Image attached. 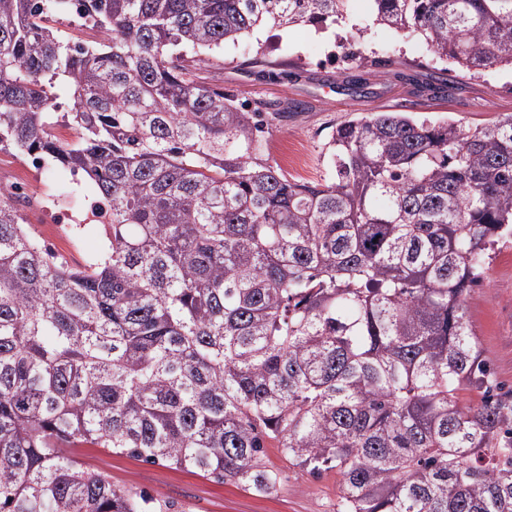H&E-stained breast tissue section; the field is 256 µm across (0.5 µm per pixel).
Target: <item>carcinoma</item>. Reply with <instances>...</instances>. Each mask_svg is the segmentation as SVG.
Masks as SVG:
<instances>
[{"mask_svg":"<svg viewBox=\"0 0 512 512\" xmlns=\"http://www.w3.org/2000/svg\"><path fill=\"white\" fill-rule=\"evenodd\" d=\"M350 2L0 0V147L84 172L111 217L105 254L71 266L0 190V512H172L61 452L83 446L258 494L274 448L336 473L337 512H512V391L466 316L512 239V115L350 119L328 178L300 182L259 158L288 104L248 110L189 63ZM372 2L465 76L512 67V0ZM55 22H51L61 34L72 41H86L92 38L93 34L90 30L82 27V22L76 15L57 16L53 18Z\"/></svg>","mask_w":512,"mask_h":512,"instance_id":"1","label":"carcinoma"}]
</instances>
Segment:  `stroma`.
<instances>
[{
	"label": "stroma",
	"mask_w": 512,
	"mask_h": 512,
	"mask_svg": "<svg viewBox=\"0 0 512 512\" xmlns=\"http://www.w3.org/2000/svg\"><path fill=\"white\" fill-rule=\"evenodd\" d=\"M355 20L368 27L363 43L374 63L329 60L328 51L349 38L350 28L322 33L310 25L275 28L264 25L238 43L206 55L199 74L223 86L239 103H296L288 117L270 120L261 134V157L282 165L284 155L305 159L303 181L328 175L325 144L337 124L370 112H408L433 122L453 120L465 126L486 124L512 113V71L492 68L478 77H458L440 70L424 43L374 24L369 0H352ZM265 45L266 64L254 63L258 45ZM24 177L46 195H90V181L76 182L69 169L51 163L26 167L14 149L0 150V184ZM40 244L59 260L76 264L98 259L104 250L97 226L54 224L49 210L34 207L24 215ZM467 317L483 356L504 389L512 388V243L499 244L481 269V278L467 303ZM83 465L111 477L120 488L144 490L173 503L175 512H336L340 496L335 474L315 477L292 466L275 449L267 461L282 472L272 494L260 496L234 482H221L194 469L148 463L107 448H73Z\"/></svg>",
	"instance_id": "stroma-1"
}]
</instances>
